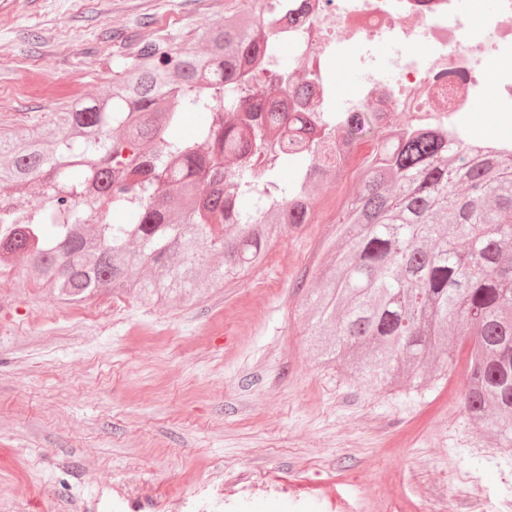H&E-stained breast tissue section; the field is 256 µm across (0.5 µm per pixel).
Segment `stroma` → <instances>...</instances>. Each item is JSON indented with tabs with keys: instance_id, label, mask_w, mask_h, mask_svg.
Segmentation results:
<instances>
[{
	"instance_id": "1",
	"label": "stroma",
	"mask_w": 512,
	"mask_h": 512,
	"mask_svg": "<svg viewBox=\"0 0 512 512\" xmlns=\"http://www.w3.org/2000/svg\"><path fill=\"white\" fill-rule=\"evenodd\" d=\"M236 0H0V133L99 97L112 60L196 46ZM468 133L512 137L488 110ZM327 191L264 263L199 298L145 307L103 293L91 319L0 277V512H331L393 491L455 512L512 502V454L461 406L467 350L420 383L379 389L308 350L299 288L341 248Z\"/></svg>"
}]
</instances>
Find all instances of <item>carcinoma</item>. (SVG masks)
<instances>
[{
    "mask_svg": "<svg viewBox=\"0 0 512 512\" xmlns=\"http://www.w3.org/2000/svg\"><path fill=\"white\" fill-rule=\"evenodd\" d=\"M269 33L227 11L202 49L145 43L103 96L0 137V247L64 304L168 305L261 265L342 173L336 140L368 142L336 220L344 247L307 289L308 349L393 386L464 345V410L511 448L512 151L313 112L310 75L265 63ZM187 112L195 133L171 137Z\"/></svg>",
    "mask_w": 512,
    "mask_h": 512,
    "instance_id": "obj_1",
    "label": "carcinoma"
}]
</instances>
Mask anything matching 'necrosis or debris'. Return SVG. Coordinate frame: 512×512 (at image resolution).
Instances as JSON below:
<instances>
[{
	"instance_id": "necrosis-or-debris-1",
	"label": "necrosis or debris",
	"mask_w": 512,
	"mask_h": 512,
	"mask_svg": "<svg viewBox=\"0 0 512 512\" xmlns=\"http://www.w3.org/2000/svg\"><path fill=\"white\" fill-rule=\"evenodd\" d=\"M470 2L483 19L476 31L457 0H305L297 17L277 22L268 59L300 60L323 81L322 62L354 49L363 79L338 107L343 118L369 108L389 127L458 128L489 67L512 58V0H496L489 15L483 0ZM381 44L394 47L384 59L374 52Z\"/></svg>"
}]
</instances>
